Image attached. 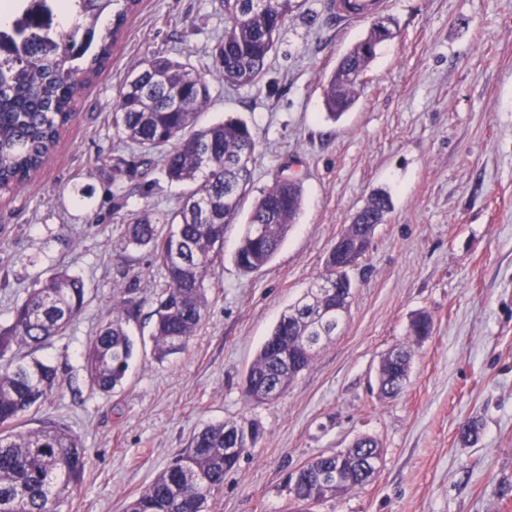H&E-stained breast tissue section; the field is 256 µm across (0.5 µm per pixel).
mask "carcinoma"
<instances>
[{
	"instance_id": "1",
	"label": "carcinoma",
	"mask_w": 512,
	"mask_h": 512,
	"mask_svg": "<svg viewBox=\"0 0 512 512\" xmlns=\"http://www.w3.org/2000/svg\"><path fill=\"white\" fill-rule=\"evenodd\" d=\"M23 3L25 0H19ZM68 28L59 23L49 0H30L7 27H0V190L24 185L48 161L62 130L74 115L83 85L109 62L116 37L140 0H68ZM262 0H222L224 40L214 55L213 72L224 85L258 84L282 25L301 7L300 0H280L277 11ZM381 33L371 26L337 62L326 88L327 117L340 119L356 100L360 76L376 57ZM211 98L207 73L164 56L144 60L117 91L112 124L139 152L133 174L150 191L155 171L183 187L179 207L165 213L150 209L125 217L124 250L149 249L163 273L162 291L153 311V355L163 361L195 335L208 308L210 270L224 248L228 227L244 232L234 254L236 266L253 273L279 253L302 212L299 179L282 176L256 198L241 218L253 185L256 142L249 126L227 119L196 127ZM392 210L390 194L375 191L342 237L349 250L333 247L317 287L280 317L245 376V395L254 403L284 393L312 363L317 350L344 324L354 296L348 270L362 256L375 228ZM85 306V283L57 271L39 282L13 308L11 322L0 325V512H59L81 482L86 449L63 425L44 421L17 430L19 421L39 408L60 385L58 368L34 353L65 335ZM139 303L123 297L113 304L112 320L85 352L91 384L108 393L123 386L135 343L128 331ZM432 331L421 313L410 336L419 342ZM411 353L391 352L379 370L381 394L396 398L409 379ZM255 418L216 423L192 434L183 451L125 507V512H208L209 500L224 488L241 453L263 438ZM382 459L379 442L364 437L349 448L320 455L288 475L292 504H320L371 482Z\"/></svg>"
}]
</instances>
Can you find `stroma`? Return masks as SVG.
Masks as SVG:
<instances>
[{
    "instance_id": "1",
    "label": "stroma",
    "mask_w": 512,
    "mask_h": 512,
    "mask_svg": "<svg viewBox=\"0 0 512 512\" xmlns=\"http://www.w3.org/2000/svg\"><path fill=\"white\" fill-rule=\"evenodd\" d=\"M327 0H302L255 86L214 80L206 126L247 122L257 140L253 195L282 167L301 175L304 207L277 258L241 273L231 225L211 269L205 318L181 352L155 361L150 340L161 272L148 250L121 248L124 213L175 207L180 187L128 185L112 199V160L137 159L112 126L113 97L154 53L212 67L224 38L220 0H141L106 71L81 92L50 161L21 192H0V325L36 281L81 276L87 304L65 336L37 353L61 386L20 429L63 424L87 450L82 482L61 512H124L207 425L259 419L209 512H285L289 472L376 438L383 456L361 489L315 512H512V0H391L394 36L365 72L359 98L327 120L323 88L371 23L336 25ZM393 210L351 270L355 299L338 335L277 400L255 405L244 379L288 306L315 287L324 260L373 190ZM136 286L135 355L122 389L91 387L85 347L113 301ZM433 331L415 342L411 319ZM409 346L403 393L378 392L381 359ZM478 421L474 441L463 425Z\"/></svg>"
}]
</instances>
